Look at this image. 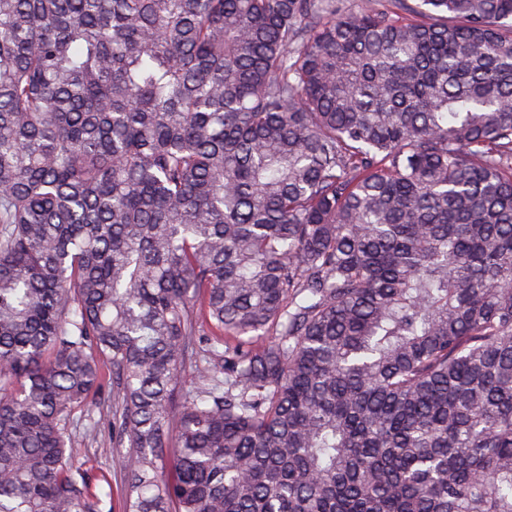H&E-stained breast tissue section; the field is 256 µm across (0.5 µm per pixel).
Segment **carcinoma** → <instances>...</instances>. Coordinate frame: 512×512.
Returning a JSON list of instances; mask_svg holds the SVG:
<instances>
[{
    "mask_svg": "<svg viewBox=\"0 0 512 512\" xmlns=\"http://www.w3.org/2000/svg\"><path fill=\"white\" fill-rule=\"evenodd\" d=\"M99 357L123 512H512V0H0V512Z\"/></svg>",
    "mask_w": 512,
    "mask_h": 512,
    "instance_id": "obj_1",
    "label": "carcinoma"
}]
</instances>
